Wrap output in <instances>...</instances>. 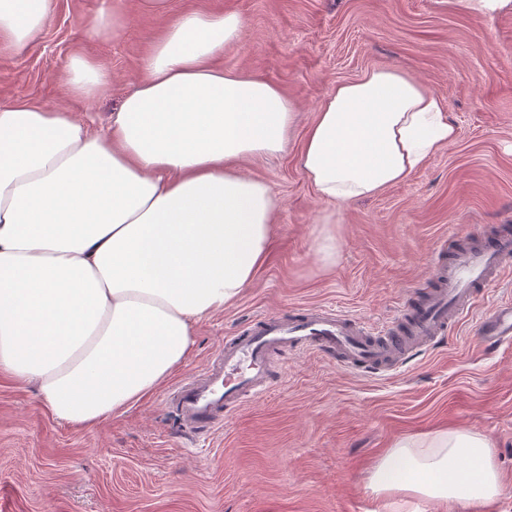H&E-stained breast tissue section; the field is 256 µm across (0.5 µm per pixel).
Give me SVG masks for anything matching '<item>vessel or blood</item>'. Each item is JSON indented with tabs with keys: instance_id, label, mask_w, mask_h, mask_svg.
<instances>
[{
	"instance_id": "1",
	"label": "vessel or blood",
	"mask_w": 512,
	"mask_h": 512,
	"mask_svg": "<svg viewBox=\"0 0 512 512\" xmlns=\"http://www.w3.org/2000/svg\"><path fill=\"white\" fill-rule=\"evenodd\" d=\"M511 263L512 233L501 228L473 247H440L433 287L411 291L395 315L381 325L314 306L254 316L225 337L200 371L172 386L166 403L184 431L196 434L223 428L228 414L246 399L269 392L271 360L287 349L319 355L359 375L394 370L450 336L483 303ZM477 335L486 348L511 343L512 301L482 312Z\"/></svg>"
}]
</instances>
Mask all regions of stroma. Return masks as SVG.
<instances>
[{
  "mask_svg": "<svg viewBox=\"0 0 512 512\" xmlns=\"http://www.w3.org/2000/svg\"><path fill=\"white\" fill-rule=\"evenodd\" d=\"M126 2L113 39L86 34L101 0H55L24 51L0 43V101L88 112L104 127L168 23ZM191 8L237 13L241 37L221 65L277 85L298 112L285 152L244 163L279 201L267 257L237 300L198 325L174 378L200 370L258 312L305 304L381 323L431 283L444 238L468 244L474 225H512V11L489 18L448 0H172L173 12ZM75 54L102 66L109 95H64ZM375 67L428 86L458 136L405 182L335 210L299 165L303 135L337 83ZM331 212L335 223L323 225ZM326 232L336 238L330 262L316 250ZM275 365L273 391L211 435L183 433L162 388L78 429L51 416L34 386L0 377V512H386L370 485L376 464L397 440L445 429L491 440L505 485L493 505L512 512V344L481 349L474 320L381 378L302 352L279 353Z\"/></svg>",
  "mask_w": 512,
  "mask_h": 512,
  "instance_id": "35a3bbf8",
  "label": "stroma"
}]
</instances>
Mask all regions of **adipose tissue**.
Listing matches in <instances>:
<instances>
[{
  "mask_svg": "<svg viewBox=\"0 0 512 512\" xmlns=\"http://www.w3.org/2000/svg\"><path fill=\"white\" fill-rule=\"evenodd\" d=\"M53 7L0 0V41L25 49ZM172 16L104 128L0 102V373L35 384L49 413L79 428L155 392L188 359L197 325L253 283L270 244L277 198L243 163L285 150L296 105L220 65L240 38L237 14ZM62 85L79 100L110 90L80 55ZM444 112L412 77L367 70L320 104L300 165L322 201L377 195L455 142ZM371 487L391 512L504 491L490 439L470 430L397 441Z\"/></svg>",
  "mask_w": 512,
  "mask_h": 512,
  "instance_id": "adipose-tissue-1",
  "label": "adipose tissue"
}]
</instances>
